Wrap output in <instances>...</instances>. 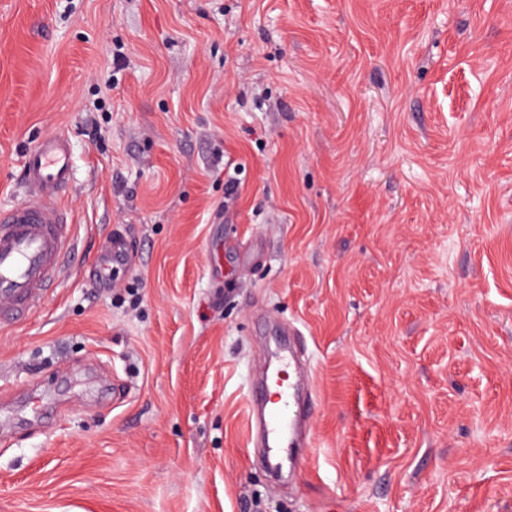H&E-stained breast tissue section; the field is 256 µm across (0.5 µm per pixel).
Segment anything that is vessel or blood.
Returning a JSON list of instances; mask_svg holds the SVG:
<instances>
[{
    "mask_svg": "<svg viewBox=\"0 0 512 512\" xmlns=\"http://www.w3.org/2000/svg\"><path fill=\"white\" fill-rule=\"evenodd\" d=\"M23 177L28 201L0 208V328L20 323L37 312L72 249L68 215L61 200L72 181L69 139L50 133L38 139L23 155ZM131 256L121 235L101 248L93 259L99 287H111V278L127 273ZM275 375V394L261 392L259 407L250 413L251 431L266 447L271 466H279L297 441L305 410L295 407L294 383L289 369L293 352H281Z\"/></svg>",
    "mask_w": 512,
    "mask_h": 512,
    "instance_id": "1",
    "label": "vessel or blood"
}]
</instances>
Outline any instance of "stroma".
<instances>
[{
  "mask_svg": "<svg viewBox=\"0 0 512 512\" xmlns=\"http://www.w3.org/2000/svg\"><path fill=\"white\" fill-rule=\"evenodd\" d=\"M53 132L75 251L0 331V512H512V0H0V207ZM131 265V256L123 237L115 233L112 242L101 248L93 259L95 280L100 288H112L110 274L113 281L120 273H127ZM297 364L295 354L283 351L279 354L278 365L288 368H277L275 375L276 400L270 405L269 389L263 386L259 401L252 403L250 411L251 431L260 437L266 447L267 461L273 468L281 465V459L288 457L291 447L297 441L301 424L307 415L305 410L294 406V383L290 368ZM260 406L256 411L254 408ZM289 447V448H288Z\"/></svg>",
  "mask_w": 512,
  "mask_h": 512,
  "instance_id": "1",
  "label": "stroma"
}]
</instances>
